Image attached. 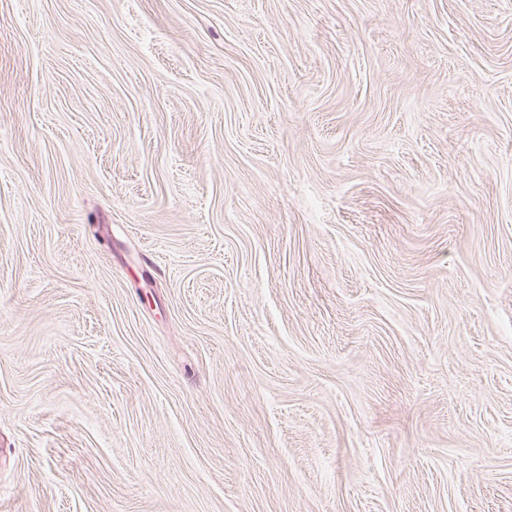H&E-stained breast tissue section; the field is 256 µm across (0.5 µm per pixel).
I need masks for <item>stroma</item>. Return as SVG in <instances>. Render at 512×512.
<instances>
[{
	"mask_svg": "<svg viewBox=\"0 0 512 512\" xmlns=\"http://www.w3.org/2000/svg\"><path fill=\"white\" fill-rule=\"evenodd\" d=\"M0 512H512V0H0Z\"/></svg>",
	"mask_w": 512,
	"mask_h": 512,
	"instance_id": "stroma-1",
	"label": "stroma"
}]
</instances>
